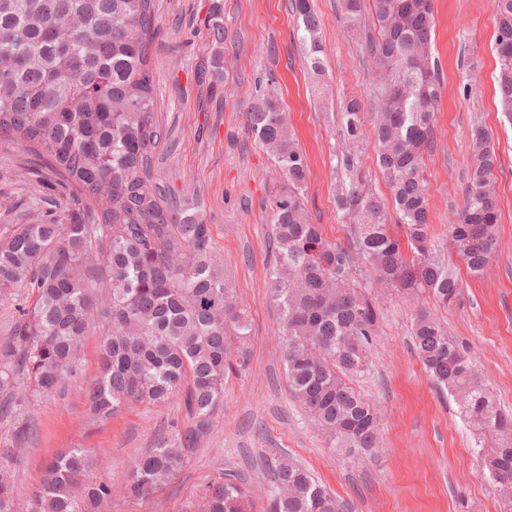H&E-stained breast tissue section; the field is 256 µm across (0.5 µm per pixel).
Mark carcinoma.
<instances>
[{
    "label": "carcinoma",
    "instance_id": "obj_1",
    "mask_svg": "<svg viewBox=\"0 0 512 512\" xmlns=\"http://www.w3.org/2000/svg\"><path fill=\"white\" fill-rule=\"evenodd\" d=\"M378 71L376 163L385 176L406 241L390 231L386 202L362 188L355 144L361 104L343 112L346 182L336 207L354 231L348 244L325 238L301 196L309 167L296 143L274 77L246 114L248 131L274 157L288 190L274 201L268 290L282 315L288 389L344 447H375V405L347 383L368 366L380 310L356 274L408 294L427 292L446 307L460 293L453 266L429 227L423 153L432 144L440 65L432 54L434 0H337ZM302 23L305 65L323 73L320 20L310 0H293ZM497 87L512 118V0H495ZM155 0H0V138L70 189L72 208L49 220L0 225V296L15 300L10 337L0 343V393L12 401L14 438L36 394L66 386L80 371L84 337L108 326L100 373L86 413L104 422L134 402L184 404L153 450L133 459L124 484L88 482L87 451L71 448L45 467L31 512H100L118 491L145 498L166 485L206 436L224 401V377L250 361L249 321L224 282L210 225L199 211L167 198L156 161L168 144L159 120L151 46ZM214 51L201 76L224 70V17L210 11ZM490 136L475 128L464 204L448 236L473 277L498 243ZM412 345L436 384L475 428V447L512 512V412L496 404L467 350L429 312L417 314ZM491 436V444L485 437ZM262 490L267 512H343L340 503L288 454L270 460ZM252 489L224 475L203 512H248ZM0 512H15L11 477L0 470Z\"/></svg>",
    "mask_w": 512,
    "mask_h": 512
}]
</instances>
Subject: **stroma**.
Segmentation results:
<instances>
[{
	"instance_id": "obj_1",
	"label": "stroma",
	"mask_w": 512,
	"mask_h": 512,
	"mask_svg": "<svg viewBox=\"0 0 512 512\" xmlns=\"http://www.w3.org/2000/svg\"><path fill=\"white\" fill-rule=\"evenodd\" d=\"M224 16V76L200 82L212 52L205 27L212 4ZM322 22L329 88L313 95L314 78L303 66L290 0H158L152 45L157 110L171 131V148L157 165L169 194L199 209L211 228L224 278L249 311L251 361L247 371L224 379V405L206 439L175 478L146 500L113 496L104 512H201L202 493L219 474L260 483L262 464L288 453L327 486L349 512H503L492 479L473 451L475 432L448 391L437 387L411 346L418 309L433 312L450 336L466 345L496 401L512 409V121L494 93L493 0H435L433 54L440 62L442 94L432 148L424 156L431 232L448 248V226L463 204L471 131L482 122L501 166L496 171L499 247L479 279L460 272L461 294L443 308L428 296L410 298L378 288L372 271L359 281L381 312L367 369L348 383L379 409V434L367 455L352 453L322 430L291 396L281 348V313L266 275L273 201L286 182L272 156L255 141L246 114L267 75L279 81L289 126L305 152L310 174L307 210L325 237L345 241L349 227L336 208L338 165L344 149L341 110L363 106L364 141L358 151L364 185L387 196L375 162L372 90L376 71L362 58L354 34L336 16V0H312ZM23 151L0 138V224L37 222L65 210L69 193L21 166ZM92 328L80 355L81 373L60 393L40 397L29 411V441L14 439L13 417H0V467L11 470L17 512L40 483L45 464L65 448L88 449L95 461L89 480L120 484L131 461L153 448L171 423L183 421L179 401L136 404L106 423L88 426L84 399L98 375L100 338Z\"/></svg>"
}]
</instances>
